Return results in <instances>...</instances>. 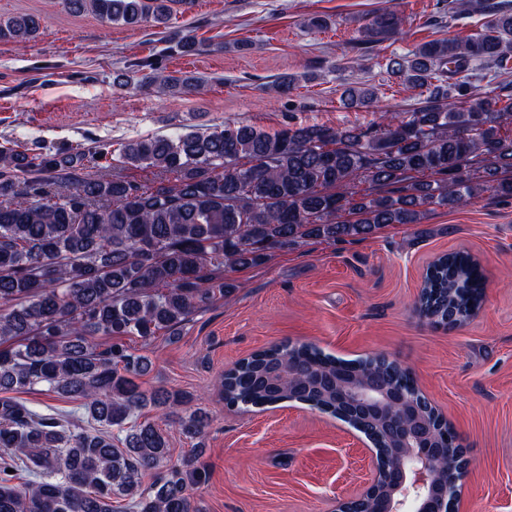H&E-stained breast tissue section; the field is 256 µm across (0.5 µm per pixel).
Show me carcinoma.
<instances>
[{"instance_id": "cac0c4a2", "label": "carcinoma", "mask_w": 512, "mask_h": 512, "mask_svg": "<svg viewBox=\"0 0 512 512\" xmlns=\"http://www.w3.org/2000/svg\"><path fill=\"white\" fill-rule=\"evenodd\" d=\"M190 0H64L69 13L113 24L168 22L169 3ZM483 29L441 37L387 59L388 73L421 90L410 112H383L361 131L287 126L273 134L250 125L132 139L122 163L152 169L143 186L99 173L112 144L18 149L0 140V391L35 386L80 402L94 431L63 424L10 400L0 401V512H201L190 492L204 472L206 422L180 391L147 392L137 378L148 358L122 343L180 335L188 317L233 284L224 270L258 266L275 249L306 238H364L385 224H420L432 205L467 206L488 193L512 200V7L488 6ZM402 18L373 15L362 41L395 38ZM40 19L11 17L0 38L29 42ZM492 62L502 79L490 89L470 80L475 63ZM149 70L140 87L172 96L202 92L201 75ZM310 74H285L270 85L290 93ZM350 107H375L373 87L344 88ZM437 176L425 181L421 176ZM378 191L354 198L355 182ZM484 279L473 257L452 253L427 269L425 318L454 325L459 305L478 308ZM109 336L103 350L91 341ZM389 385L406 370L377 358ZM357 364L306 344L260 350L224 374L230 405L264 408L290 399L328 411L336 379ZM148 406L169 410L194 450L174 461L169 434L137 417ZM125 433L114 439L112 429ZM13 473H7V469ZM30 481L16 484L18 471ZM151 477L145 483V477Z\"/></svg>"}]
</instances>
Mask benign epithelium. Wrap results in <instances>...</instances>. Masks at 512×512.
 Wrapping results in <instances>:
<instances>
[{
  "mask_svg": "<svg viewBox=\"0 0 512 512\" xmlns=\"http://www.w3.org/2000/svg\"><path fill=\"white\" fill-rule=\"evenodd\" d=\"M336 403V417L373 446L375 474L356 500L373 498L375 512H455L469 461L461 450L448 468V435L434 432L439 413L419 390L390 388L366 371L336 381Z\"/></svg>",
  "mask_w": 512,
  "mask_h": 512,
  "instance_id": "obj_1",
  "label": "benign epithelium"
}]
</instances>
